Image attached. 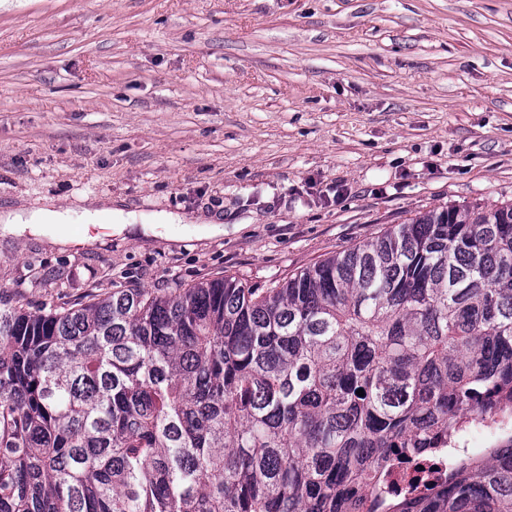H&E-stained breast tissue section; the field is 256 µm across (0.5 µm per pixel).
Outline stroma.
<instances>
[{
	"label": "stroma",
	"instance_id": "obj_1",
	"mask_svg": "<svg viewBox=\"0 0 512 512\" xmlns=\"http://www.w3.org/2000/svg\"><path fill=\"white\" fill-rule=\"evenodd\" d=\"M80 196L187 221L0 235V295L263 286L512 202V0H23L0 12V213Z\"/></svg>",
	"mask_w": 512,
	"mask_h": 512
}]
</instances>
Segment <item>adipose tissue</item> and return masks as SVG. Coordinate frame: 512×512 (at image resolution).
Masks as SVG:
<instances>
[{
	"label": "adipose tissue",
	"mask_w": 512,
	"mask_h": 512,
	"mask_svg": "<svg viewBox=\"0 0 512 512\" xmlns=\"http://www.w3.org/2000/svg\"><path fill=\"white\" fill-rule=\"evenodd\" d=\"M81 214L90 224H99L111 220L116 211L111 201L79 197L68 207H61L55 203H47L35 210H10L1 221L10 224L15 235H22L26 230L35 228L39 224H68L74 214Z\"/></svg>",
	"instance_id": "1"
}]
</instances>
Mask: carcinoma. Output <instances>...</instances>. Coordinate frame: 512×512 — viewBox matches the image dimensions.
Instances as JSON below:
<instances>
[{
    "instance_id": "obj_1",
    "label": "carcinoma",
    "mask_w": 512,
    "mask_h": 512,
    "mask_svg": "<svg viewBox=\"0 0 512 512\" xmlns=\"http://www.w3.org/2000/svg\"><path fill=\"white\" fill-rule=\"evenodd\" d=\"M364 390V396L356 394ZM512 409V203L420 212L261 288L0 300V512H362ZM511 451L386 512H512ZM410 470L404 466L389 468L384 475V480L390 493L395 497H418L414 495L404 494L403 491L407 487L410 479Z\"/></svg>"
}]
</instances>
